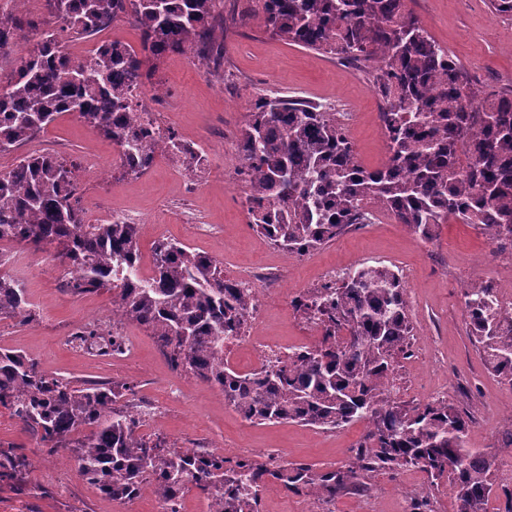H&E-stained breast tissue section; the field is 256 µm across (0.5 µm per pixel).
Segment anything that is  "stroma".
Masks as SVG:
<instances>
[{
	"instance_id": "1",
	"label": "stroma",
	"mask_w": 512,
	"mask_h": 512,
	"mask_svg": "<svg viewBox=\"0 0 512 512\" xmlns=\"http://www.w3.org/2000/svg\"><path fill=\"white\" fill-rule=\"evenodd\" d=\"M408 7L434 39L448 49L485 91L512 86V15L495 14L488 0H408ZM161 92L152 105L178 137L207 153L198 185L180 175L179 162L166 158L139 177L121 173L111 140L75 116L64 115L37 138L44 150L82 160L95 154L99 166L80 168L83 205L92 212L119 211L140 226L141 265L152 267V247L162 238L187 243L213 257L227 278L248 270H276L279 287L262 285L266 314L260 336L294 343L310 328L290 304L307 289L320 287L325 267L348 270L361 263L406 268L412 325L409 354L394 367L404 380L400 401L424 404L447 386L449 404L469 413L470 447L497 452L512 430V388L487 370L469 336L463 289L475 281L508 284L512 275L494 258L493 244L479 230L440 225L431 240H422L383 211L371 223L348 228L322 249L296 257L268 243L251 227L234 180L236 141L243 114L256 92L300 95L348 113L349 137L358 160L367 167L385 159L380 128V100L365 74L329 56L270 38L256 23L239 27L224 39L219 69L198 65L186 53L167 55L154 77ZM25 265L1 268L20 280L39 315L24 323L0 320V348L19 351L45 374L69 380L128 383V400L154 408L153 432L183 448H209L233 462L248 457L263 462L274 456L316 469L344 466L365 431L355 423L333 431L295 423L256 425L245 421L222 394L176 369L140 326L118 325L129 350L100 354L98 346L78 339L83 322L94 316L112 319V295L65 292L59 265L41 252H27ZM0 446L33 459L35 469L23 485L0 482V512H156L151 493L130 503L108 499L78 476L63 478L58 456L41 451L7 409L0 408ZM436 500L437 512H455L447 481L429 486L425 474L409 467L398 474L374 475L365 490L347 488L334 505L305 495L270 491L258 512H409L424 495Z\"/></svg>"
}]
</instances>
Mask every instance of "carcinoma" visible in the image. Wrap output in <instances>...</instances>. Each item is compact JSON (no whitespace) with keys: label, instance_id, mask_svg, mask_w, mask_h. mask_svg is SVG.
I'll use <instances>...</instances> for the list:
<instances>
[{"label":"carcinoma","instance_id":"cac0c4a2","mask_svg":"<svg viewBox=\"0 0 512 512\" xmlns=\"http://www.w3.org/2000/svg\"><path fill=\"white\" fill-rule=\"evenodd\" d=\"M218 0H43V21L24 17L21 2L0 15V156L32 141L57 117L74 114L122 147L123 174L140 176L165 154L189 172L198 154L156 139L129 111L128 90L152 76L172 52H194L218 66L226 35L247 20L263 33L332 55L367 76L380 101L388 157L360 165L333 113L299 97L262 90L245 112L237 140V175L248 214L275 247L302 256L348 227L366 223L374 203L423 240L454 219L489 240L512 244V88L488 93L407 9L406 0H249L224 15ZM128 23L141 51L114 41L88 60L59 56L67 36L92 35ZM81 71L78 83L69 74ZM78 164L58 154H31L0 171V243L46 252L64 267L73 295L114 292L127 321L168 349L171 363L224 395L252 424L289 421L335 430H367L345 466L317 471L303 463L226 465L208 448H180L139 434L138 412L122 402L129 386L49 376L0 349V407L40 448L71 451L79 477L105 496L131 502L146 488L160 512L191 487L207 495L208 512H255L276 489L317 501L379 472L407 466L430 483L447 477L456 512H486L497 490L512 512V489L496 459L468 445L470 418L446 400L408 409L390 396L394 358L411 333L407 285L385 265L362 264L331 285L313 288L293 307L320 326L314 345L258 373L224 363V342L240 335L255 295L231 280L215 259L173 240L153 248V276L139 280V227L91 223L80 204ZM470 334L483 361L512 387V322L497 317L491 289H463ZM26 288L0 274V319L36 318ZM27 458L0 448V481H14Z\"/></svg>","mask_w":512,"mask_h":512}]
</instances>
